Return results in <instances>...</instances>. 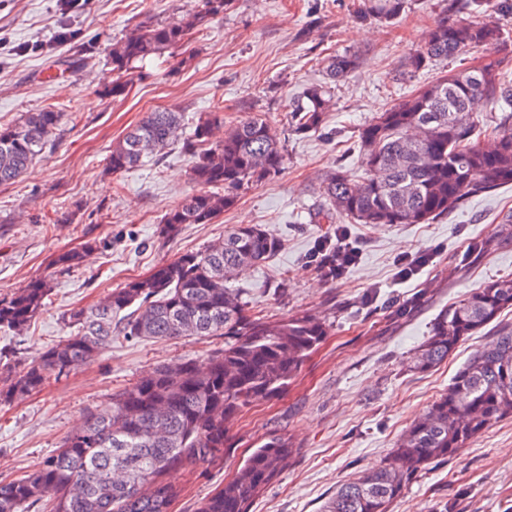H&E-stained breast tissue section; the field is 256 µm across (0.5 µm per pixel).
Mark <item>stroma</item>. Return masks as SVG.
Returning a JSON list of instances; mask_svg holds the SVG:
<instances>
[{
  "instance_id": "1",
  "label": "stroma",
  "mask_w": 512,
  "mask_h": 512,
  "mask_svg": "<svg viewBox=\"0 0 512 512\" xmlns=\"http://www.w3.org/2000/svg\"><path fill=\"white\" fill-rule=\"evenodd\" d=\"M367 3L231 0L194 34L191 61L169 49L135 62L132 84L112 97L100 90L112 77L113 43L139 22L203 11L205 0H0V125L49 106L66 114L55 145L17 182L0 186V296L38 278L52 286L28 330H0V361L39 356L70 336V311L98 304L180 253L203 250L238 224L262 225L281 241L269 262L234 282L251 312L280 319L309 311L331 324L283 394L252 403L230 423L237 453L168 474L179 490L171 512H195L236 470L243 451L270 432L290 436L300 451L249 512H323L341 484L387 461L410 423L493 335L487 328L469 337L430 371L406 367L441 309L512 277V185L469 198L429 224L318 218L322 176L334 169L361 174L360 128L410 91L403 63L452 0H406L387 23L365 16ZM344 54L356 56V67L329 80L326 59ZM49 69L59 75L50 85L41 79ZM316 84L328 86L333 100L322 130L291 132L294 102ZM158 108L183 113L180 142L122 174L108 172L113 144ZM216 111L224 122L211 142L223 138L226 126L262 115L284 147V168L241 188L216 223L185 224L164 236L165 212L197 189L184 142ZM340 230L357 259L341 278L326 280L314 257ZM482 238L499 245L468 257L470 243ZM69 250L85 252V262L59 271L54 260ZM411 259L420 265L406 280L399 272ZM223 345L207 337L118 336L89 366L0 405V479L44 461L87 412L108 408L114 392ZM394 512H512V418L463 443L451 460L427 466L405 486Z\"/></svg>"
}]
</instances>
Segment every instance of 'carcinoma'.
Instances as JSON below:
<instances>
[{"label": "carcinoma", "mask_w": 512, "mask_h": 512, "mask_svg": "<svg viewBox=\"0 0 512 512\" xmlns=\"http://www.w3.org/2000/svg\"><path fill=\"white\" fill-rule=\"evenodd\" d=\"M228 0H206V9L174 23L142 22L112 44V79L102 93H125L132 64L185 46L194 29L224 12ZM493 0H460L472 20L436 21L423 45L405 63L412 78L429 64L467 56L508 42L490 19ZM404 0H373L370 12L390 21ZM512 58L485 57L478 65L439 76L379 113L359 130L364 174L327 172L323 218L356 224H426L457 209L467 198L512 185ZM357 57L340 55L328 65L339 78ZM483 99L498 112L475 119ZM331 106L326 87L309 88L291 112V131L322 128ZM63 112L42 109L0 126V185L12 184L60 131ZM181 113L157 109L112 148L108 170L137 166L162 155L181 130ZM215 115L196 125L186 142L195 162L198 189L162 218L168 236L183 224H212L234 206L236 192L250 181L278 173L283 146L260 115L238 123L209 146ZM280 249L277 237L259 225H235L224 239L201 251L158 264L146 278L132 279L102 302L70 312L76 332L15 371L3 366L0 404L12 403L92 362L112 337L224 338V347L202 363L184 361L156 368L112 396V410L88 412L41 464L25 475L0 480V512H170L178 491L162 480L173 469L209 465L235 448L227 425L253 402L283 393L305 359L329 334L320 316L300 312L269 320L252 314L239 289L229 286L245 267L266 263ZM84 252L67 251L55 264L70 271ZM50 281L35 279L0 298V327L25 330L45 306ZM512 310V278L476 289L463 303L439 314L427 339L409 357L408 368L427 372L458 345L505 311ZM512 417V326L501 327L456 373L448 391L413 420L384 465L342 485L324 512H390L407 483L434 461L449 460L465 441L497 421ZM297 453L288 437L264 436L224 487L201 501L197 512H248L254 498L282 473Z\"/></svg>", "instance_id": "1"}]
</instances>
